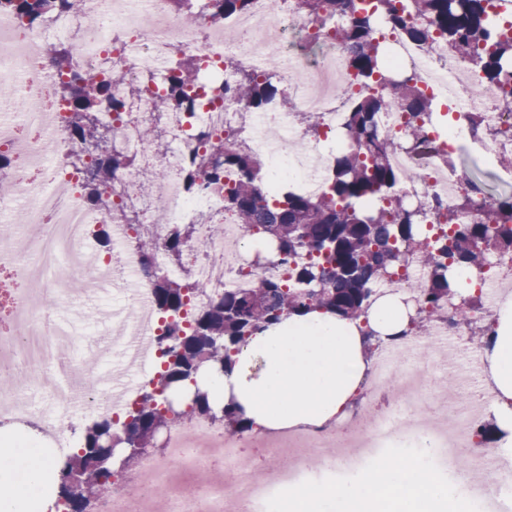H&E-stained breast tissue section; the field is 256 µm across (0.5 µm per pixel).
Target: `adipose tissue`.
I'll list each match as a JSON object with an SVG mask.
<instances>
[{"label": "adipose tissue", "instance_id": "obj_1", "mask_svg": "<svg viewBox=\"0 0 512 512\" xmlns=\"http://www.w3.org/2000/svg\"><path fill=\"white\" fill-rule=\"evenodd\" d=\"M496 327L484 355L494 400L487 414L500 430L503 453L512 452V301L495 310ZM382 339L400 334L408 309L400 297L383 298L369 312ZM367 342L354 322L329 312L294 315L254 336L223 373L204 372L200 384L215 405L236 401L245 420L269 430L323 424L348 406L371 363ZM421 456L376 462L340 486L289 487L284 512H467L464 497L449 492L430 462L438 450L422 439ZM36 457L19 462L0 448V501L13 512H36L48 481Z\"/></svg>", "mask_w": 512, "mask_h": 512}]
</instances>
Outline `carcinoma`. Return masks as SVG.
Listing matches in <instances>:
<instances>
[{
	"instance_id": "obj_1",
	"label": "carcinoma",
	"mask_w": 512,
	"mask_h": 512,
	"mask_svg": "<svg viewBox=\"0 0 512 512\" xmlns=\"http://www.w3.org/2000/svg\"><path fill=\"white\" fill-rule=\"evenodd\" d=\"M249 3L207 0L203 8L212 24L222 25L226 17L246 10ZM0 4L34 18L62 6L76 11L80 0H3ZM296 7L307 17L349 15L337 30V38L347 50L356 78L364 83L376 80L374 92L352 100L336 133L344 147L336 153L329 189L318 197L288 188L271 193L263 182L261 161L233 143L221 142L194 154L184 170L187 186L203 179L223 191L225 205L235 212L249 237L268 242L273 255L294 261L289 269L293 287L259 279L248 292H227L211 301L196 313L189 328L177 322L168 325L156 387L143 390L121 428H113L110 418L89 425L79 448L61 462L57 496L65 500L69 512H88L90 500L83 495L84 489L99 497L112 490V471L100 462L98 451L105 438L119 445L148 448L157 427H168L184 414L218 421L224 430L236 434L250 430L233 403L219 409L213 406L197 376L205 366L223 369L224 362L260 331L291 315L317 310L357 321L367 316L372 287L412 258L429 268L420 318L432 321L441 316L443 303L458 296L455 273L459 268L479 267L495 254L512 252V192L495 195L491 207L473 224L459 221L472 207V199L465 196L440 215V232L434 237L427 234V212L407 204L395 192L400 175L389 157L401 140L378 128L379 113L392 107L407 112L414 124L406 144L413 146L422 137V123L434 119V99L411 79L388 69L387 58L381 54L383 43L373 36L380 20L421 43L445 37L448 60L478 66L483 82L499 90L512 108V37L493 38L494 19L487 0H406L402 9L393 0H374L373 9L365 12L358 11L354 0H296ZM275 75L273 69L263 78L245 72L225 93L262 110L279 94L272 82ZM196 79L194 60L181 59L167 77L168 93L160 111H194L196 100L188 88ZM124 82V71L114 68L109 77L86 73L61 87L68 106L69 133L80 144L94 147L85 185L92 207L102 202L118 172L133 163V158L112 145L107 136L110 127L101 120V113H119L125 108L126 99L113 93ZM226 170L236 172L234 182H224ZM374 198L386 205L372 206ZM187 238L189 234L178 231L165 245L166 254L179 264ZM196 289L198 285L186 279L153 280L157 307L165 313L180 311ZM180 390L191 393L183 414L167 403L170 392Z\"/></svg>"
}]
</instances>
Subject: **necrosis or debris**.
<instances>
[{
  "label": "necrosis or debris",
  "mask_w": 512,
  "mask_h": 512,
  "mask_svg": "<svg viewBox=\"0 0 512 512\" xmlns=\"http://www.w3.org/2000/svg\"><path fill=\"white\" fill-rule=\"evenodd\" d=\"M293 2L252 0L247 12L228 18L221 29L202 13H177L171 0H82L81 11H57L40 22L0 8V80L15 91L0 101V158L9 162L0 222L10 226L8 237L0 238V369L14 380L0 386V427L35 428L22 444V456L38 450L50 463L72 448L66 423L74 411L119 425L134 408L139 378L154 375L161 357L169 318L155 305L152 281L171 273L162 244L177 225L193 227L186 252L200 286L177 315L181 325L224 292L248 291L260 278L286 279L287 261L252 263L243 244L246 232L225 207L223 194L203 183L188 189L182 173L204 136L230 137L265 158L269 188L285 184L310 195L326 189L336 131L350 100L370 87L356 80L336 38L345 17L308 18ZM374 36L393 47L396 68L454 120L446 131L426 124L427 147L400 148L390 156L395 171L418 174L417 181L398 184L397 193L436 215L466 183L462 171L442 164V154L466 140L490 156L512 157V140L486 139L488 128L512 126V111L503 110L499 95L483 87L471 67L449 62L447 43L424 46L383 22ZM55 42L71 46L69 70L52 63L49 46ZM183 54L198 64L202 103L193 112L168 113L160 149L144 138L143 129L151 125L166 78ZM238 63L257 76L276 68L289 110L273 105L255 111L225 94ZM115 67L127 73L119 95L143 89L122 116L103 115L114 141L136 164L121 172L118 191L93 208L85 199L86 171L73 161L80 146L61 130L67 112L56 89L69 75ZM302 113L315 118L318 138L302 132ZM472 113L481 114L484 125H470L466 117ZM141 223L150 227L156 246L149 271L141 250L130 245ZM100 224L107 225L112 242L106 253L97 252L92 240ZM217 224L224 227L223 237L213 233ZM89 252L101 282L126 300L124 316L103 324L102 333L119 337L120 355L138 356L137 379L128 384L109 377L88 386L94 366L80 369L61 361L63 343L77 340L83 303L75 282ZM465 283L478 307L464 318L444 310L427 334L380 343L360 401L340 423L227 435L210 421L184 420L168 429L160 452L143 455L135 469L113 479L111 492L95 501L93 512H272L283 488L303 485L311 472L350 476L375 463L392 443L415 446L425 437L434 439L439 464H449L460 449L484 440L492 392L475 329L487 326L498 302L512 298V254L493 257ZM428 285L427 267L416 263L376 284L373 295H399L415 306ZM49 366L58 370L48 387L61 405L52 420L26 397L31 387L45 384ZM448 377L466 394L465 402H449L437 391V381ZM283 456L291 458L290 468L277 467ZM253 457L270 461V468L251 467ZM488 468L499 475L496 485L479 478ZM465 486L480 512H512V465L495 449L475 458Z\"/></svg>",
  "instance_id": "obj_1"
}]
</instances>
